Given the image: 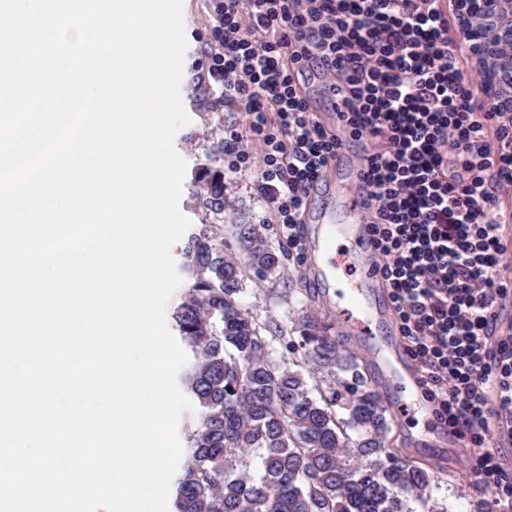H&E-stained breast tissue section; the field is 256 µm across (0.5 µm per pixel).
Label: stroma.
I'll list each match as a JSON object with an SVG mask.
<instances>
[{"mask_svg": "<svg viewBox=\"0 0 512 512\" xmlns=\"http://www.w3.org/2000/svg\"><path fill=\"white\" fill-rule=\"evenodd\" d=\"M183 20L187 49L180 93L190 122L177 132L174 146L186 162L180 209L191 221V233H198L202 225H211L213 232L223 238L224 251L229 254L236 250L234 225L264 226L266 241L282 264L262 276L247 272L239 298L262 335L270 338L273 359L291 361L299 348L303 321L315 317L327 325L341 350L357 355L362 376L384 405L398 404L405 392L392 376L387 361L400 337L386 288L375 289L369 297L379 318L373 326V341L364 342L337 319L336 289L313 284V248L319 225H301V249L289 247L271 207L254 189L253 174L225 171L223 158L230 146L224 141V130L241 125L243 118L234 108L213 102L209 87L197 80L201 65L207 61L211 40V18L204 0H184ZM357 153V145L346 148L342 169L326 176L312 201V211L325 214L331 223L345 224L350 220L343 185L358 166ZM208 166L224 174V210L220 213L204 208L196 196L197 175ZM388 439L405 460L426 466L434 475L425 500L407 499L408 512H488L490 492L469 477L473 465L470 448L464 443L456 444L444 420L435 413L414 410L405 417L392 418Z\"/></svg>", "mask_w": 512, "mask_h": 512, "instance_id": "obj_1", "label": "stroma"}]
</instances>
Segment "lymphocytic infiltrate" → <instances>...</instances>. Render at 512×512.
<instances>
[{"instance_id":"obj_1","label":"lymphocytic infiltrate","mask_w":512,"mask_h":512,"mask_svg":"<svg viewBox=\"0 0 512 512\" xmlns=\"http://www.w3.org/2000/svg\"><path fill=\"white\" fill-rule=\"evenodd\" d=\"M213 47L201 79L244 116L224 134L230 172L256 173L281 233L299 224L345 140L369 141L361 192L376 210L384 281L425 392L474 450L491 512H512V480L487 447L489 415L512 424V348L492 346L512 173V118L464 74L444 0H206ZM328 77L340 139L311 112L298 75Z\"/></svg>"}]
</instances>
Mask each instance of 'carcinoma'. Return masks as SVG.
<instances>
[{
  "mask_svg": "<svg viewBox=\"0 0 512 512\" xmlns=\"http://www.w3.org/2000/svg\"><path fill=\"white\" fill-rule=\"evenodd\" d=\"M198 187L206 207L224 210L223 176L201 172ZM233 228L240 258L224 254L208 224L183 251L189 286L175 321L194 354L182 385L199 413L175 512H405L407 497L424 498L430 473L387 446V408L328 328L312 317L302 324L307 372L272 359L239 293L246 268L271 272L280 257L262 226ZM318 375L326 389L315 399L306 377ZM252 452L256 473L243 465Z\"/></svg>",
  "mask_w": 512,
  "mask_h": 512,
  "instance_id": "cac0c4a2",
  "label": "carcinoma"
}]
</instances>
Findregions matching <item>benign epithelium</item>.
Masks as SVG:
<instances>
[{
	"label": "benign epithelium",
	"instance_id": "obj_1",
	"mask_svg": "<svg viewBox=\"0 0 512 512\" xmlns=\"http://www.w3.org/2000/svg\"><path fill=\"white\" fill-rule=\"evenodd\" d=\"M455 8L494 110L512 114V0H479L477 13L472 0H455Z\"/></svg>",
	"mask_w": 512,
	"mask_h": 512
}]
</instances>
